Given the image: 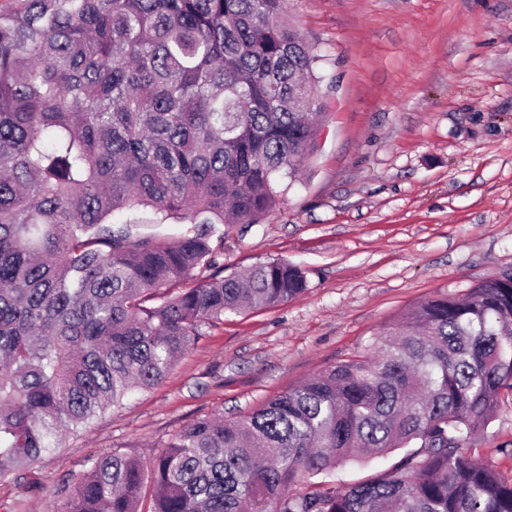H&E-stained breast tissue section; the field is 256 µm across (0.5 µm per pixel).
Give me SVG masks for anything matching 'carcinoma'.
<instances>
[{"label": "carcinoma", "instance_id": "1", "mask_svg": "<svg viewBox=\"0 0 512 512\" xmlns=\"http://www.w3.org/2000/svg\"><path fill=\"white\" fill-rule=\"evenodd\" d=\"M319 61L285 0L0 10V479L159 383L203 323L307 291L287 261L224 276L220 257L314 150L326 113L298 97L319 101ZM509 391L512 274L410 308L239 420L189 423L148 473L95 459L55 512H512V480L464 453ZM406 449L396 450L387 456L371 457L363 463L346 465L339 467L331 476H318L313 479L314 482L335 480L337 484H350L361 481L368 476L374 475L386 469L398 456L402 455Z\"/></svg>", "mask_w": 512, "mask_h": 512}]
</instances>
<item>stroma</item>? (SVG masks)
I'll list each match as a JSON object with an SVG mask.
<instances>
[{
    "instance_id": "1",
    "label": "stroma",
    "mask_w": 512,
    "mask_h": 512,
    "mask_svg": "<svg viewBox=\"0 0 512 512\" xmlns=\"http://www.w3.org/2000/svg\"><path fill=\"white\" fill-rule=\"evenodd\" d=\"M289 8L323 57L326 121L276 209L225 235L222 262L288 261L307 292L203 324L161 383L0 482V512H52L97 456L150 464L192 420L247 415L363 354L409 308L512 272V0ZM466 451L512 479L511 395Z\"/></svg>"
}]
</instances>
